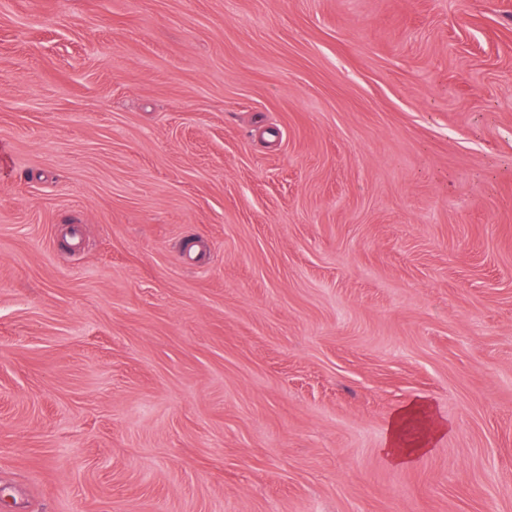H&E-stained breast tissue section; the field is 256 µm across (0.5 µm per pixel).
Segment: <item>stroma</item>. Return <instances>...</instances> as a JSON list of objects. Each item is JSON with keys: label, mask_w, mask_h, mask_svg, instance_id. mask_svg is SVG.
Returning <instances> with one entry per match:
<instances>
[{"label": "stroma", "mask_w": 512, "mask_h": 512, "mask_svg": "<svg viewBox=\"0 0 512 512\" xmlns=\"http://www.w3.org/2000/svg\"><path fill=\"white\" fill-rule=\"evenodd\" d=\"M0 512H512V0H0ZM445 429L428 403L413 400L390 415L382 452L394 466L412 465L432 449Z\"/></svg>", "instance_id": "35a3bbf8"}]
</instances>
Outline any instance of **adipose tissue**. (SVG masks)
Instances as JSON below:
<instances>
[{
  "label": "adipose tissue",
  "instance_id": "obj_1",
  "mask_svg": "<svg viewBox=\"0 0 512 512\" xmlns=\"http://www.w3.org/2000/svg\"><path fill=\"white\" fill-rule=\"evenodd\" d=\"M444 430L428 403L411 401L390 415L382 451L394 466L412 465L431 450Z\"/></svg>",
  "mask_w": 512,
  "mask_h": 512
}]
</instances>
